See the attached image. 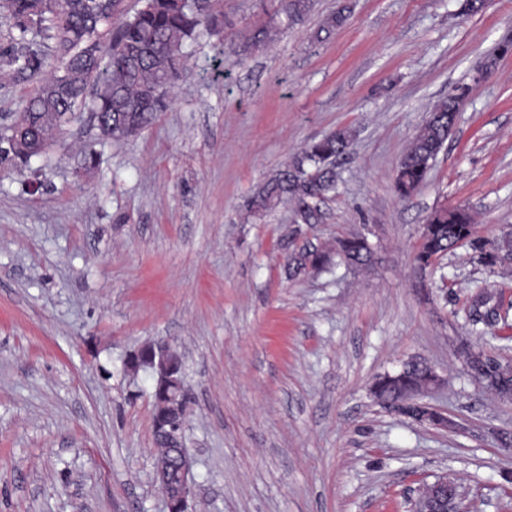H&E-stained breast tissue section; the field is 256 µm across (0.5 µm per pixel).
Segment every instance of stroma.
<instances>
[{
  "mask_svg": "<svg viewBox=\"0 0 512 512\" xmlns=\"http://www.w3.org/2000/svg\"><path fill=\"white\" fill-rule=\"evenodd\" d=\"M348 2L326 40L323 19ZM314 0L307 20L248 56L268 0H219L224 23L183 46L185 79L136 136L66 126L22 170L0 169V512H166L155 482L152 378L126 356L167 342L190 403V512H408L454 475L469 512H512V403L462 350L512 360V266L458 245L413 256L438 206L480 237L512 232V0ZM466 85L457 123L408 198L397 163L429 110ZM353 139L319 224L248 199L326 135ZM97 162L84 170V154ZM365 234L378 263L288 275L279 249ZM416 358L442 377L443 430L370 393Z\"/></svg>",
  "mask_w": 512,
  "mask_h": 512,
  "instance_id": "35a3bbf8",
  "label": "stroma"
}]
</instances>
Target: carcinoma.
Segmentation results:
<instances>
[{
	"instance_id": "obj_1",
	"label": "carcinoma",
	"mask_w": 512,
	"mask_h": 512,
	"mask_svg": "<svg viewBox=\"0 0 512 512\" xmlns=\"http://www.w3.org/2000/svg\"><path fill=\"white\" fill-rule=\"evenodd\" d=\"M97 4L98 0H0V14L17 31L14 43L0 50V76L45 75L14 121L0 129L1 168L29 165L38 156L36 148L48 147L86 104L106 138L118 141L147 127L166 108L169 91L185 72L183 42L201 26L218 25L212 0H142L141 8L115 27L99 18ZM312 6V0H277L270 21L246 36L245 49H261L281 27L304 23ZM349 12V5H341L323 20L315 38L330 36ZM465 91L455 88L422 124L398 165L395 189L400 196L412 195L425 181L455 125L456 98ZM350 140V132L338 131L306 147L257 188L249 212L261 216L289 203L296 223H322L320 203L336 190L335 162L347 153ZM472 229V216L464 207L433 210L415 254L418 267H431ZM281 249L294 276L326 267L334 255L345 256V264L352 267L374 261L364 239L352 234L336 239L333 253L317 247L293 249L287 240ZM416 379L413 370L399 377L381 376L376 380L378 395L387 406L418 396L423 389L416 386ZM164 392L159 384L153 385V441L172 453L183 446L184 422L168 417Z\"/></svg>"
}]
</instances>
